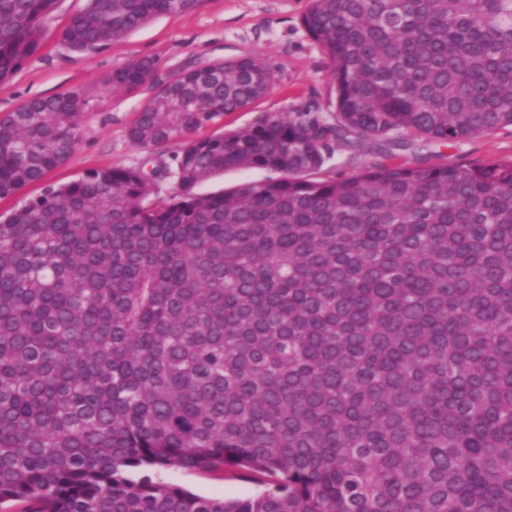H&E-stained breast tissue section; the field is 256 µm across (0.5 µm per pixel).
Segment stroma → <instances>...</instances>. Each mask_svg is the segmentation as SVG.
I'll use <instances>...</instances> for the list:
<instances>
[{
	"label": "stroma",
	"mask_w": 512,
	"mask_h": 512,
	"mask_svg": "<svg viewBox=\"0 0 512 512\" xmlns=\"http://www.w3.org/2000/svg\"><path fill=\"white\" fill-rule=\"evenodd\" d=\"M86 4L87 0H60L44 22L40 50L0 83V119L27 99L73 88L81 89L89 100L74 155L48 174L47 183L63 184L88 170L131 165L141 158L126 129L151 90L143 86L115 94L104 79L114 68L146 56L156 59L162 76L222 59L265 58L276 71L274 87L251 111L225 116L228 130L249 124L262 113L290 112L309 103L327 116L336 113L330 60L301 23L310 0H203L196 9L162 16L120 41L80 53L68 49L60 33ZM511 160L512 126L505 125L454 144L416 139L385 154L365 141L340 144L331 166L336 177L344 178L375 165L473 166ZM161 477L206 497H244L262 490L246 476L221 480L173 468L163 470Z\"/></svg>",
	"instance_id": "1"
}]
</instances>
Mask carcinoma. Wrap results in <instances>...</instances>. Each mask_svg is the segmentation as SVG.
<instances>
[{
	"label": "carcinoma",
	"mask_w": 512,
	"mask_h": 512,
	"mask_svg": "<svg viewBox=\"0 0 512 512\" xmlns=\"http://www.w3.org/2000/svg\"><path fill=\"white\" fill-rule=\"evenodd\" d=\"M60 0H0V83ZM201 0H88L78 52ZM336 116L266 112L244 56L112 93L152 96L145 152L0 220V506L27 512H512V161L318 173L336 145L512 125V0H310ZM78 88L0 119V200L75 151ZM179 142L171 162L158 149ZM231 169L276 178L220 193ZM173 191L160 195L161 185ZM260 474L211 498L159 472ZM278 174L265 170H229L224 175L214 177L204 182L199 190L202 193L219 192L232 188L238 183L246 180H262L268 177H277Z\"/></svg>",
	"instance_id": "1"
}]
</instances>
